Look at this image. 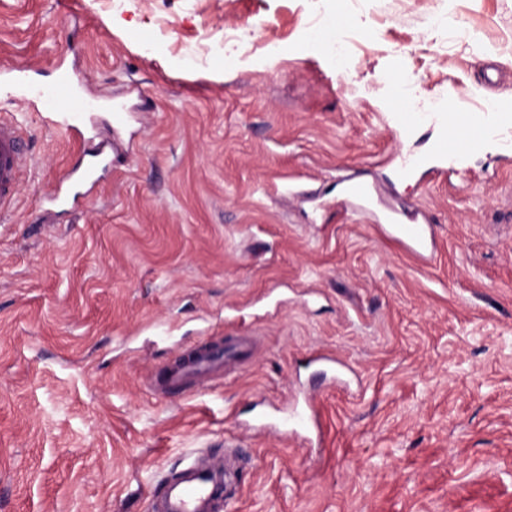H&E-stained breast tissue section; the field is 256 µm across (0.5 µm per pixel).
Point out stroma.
Listing matches in <instances>:
<instances>
[{
    "instance_id": "stroma-1",
    "label": "stroma",
    "mask_w": 512,
    "mask_h": 512,
    "mask_svg": "<svg viewBox=\"0 0 512 512\" xmlns=\"http://www.w3.org/2000/svg\"><path fill=\"white\" fill-rule=\"evenodd\" d=\"M332 15L351 57L324 41ZM17 68L70 76L74 113L98 103L121 144L98 181ZM396 85L410 113L451 87L476 113L512 99V0H0V111L27 155L0 224V512H152L229 439L215 512H512V151L433 154L442 123L404 133ZM400 152L425 159L411 179ZM350 179L421 211L438 266L353 223ZM63 183L76 207L50 204ZM248 327L230 373L150 390ZM316 350L352 374L309 445L280 409Z\"/></svg>"
}]
</instances>
